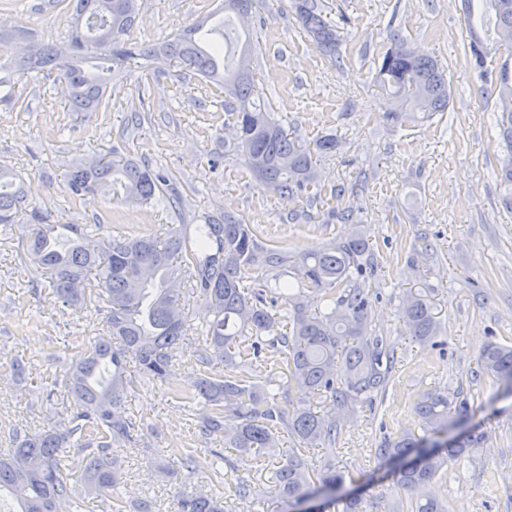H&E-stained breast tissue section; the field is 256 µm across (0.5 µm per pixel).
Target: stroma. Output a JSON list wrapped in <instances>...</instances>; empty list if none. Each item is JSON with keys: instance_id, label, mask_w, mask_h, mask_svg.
Masks as SVG:
<instances>
[{"instance_id": "35a3bbf8", "label": "stroma", "mask_w": 512, "mask_h": 512, "mask_svg": "<svg viewBox=\"0 0 512 512\" xmlns=\"http://www.w3.org/2000/svg\"><path fill=\"white\" fill-rule=\"evenodd\" d=\"M349 19L341 33L340 65L314 45L291 0H267L249 22L227 29L254 38L256 87L284 126L307 142L333 135L335 153L318 157L317 205L280 196L255 177L229 143L222 100L204 93L191 73L173 66L130 65L113 76L109 111L74 117L63 82L36 73L15 85L19 103L0 109V164L19 172L26 200L45 207L55 224L110 222L116 236L135 237L183 225L193 234L203 216L227 212L258 227L263 242L291 253L317 252L363 230L370 252L363 286L370 298L372 333L394 349L385 391L356 406L334 447L310 449L315 467L335 463L344 493L359 494L363 512H394L406 503L389 467L375 456L384 439L423 435L414 406L430 392H463L466 431L488 437L469 462L449 465L435 485L448 512H512V411L499 383L479 374L489 341L512 343V212L501 205L494 175L500 146L491 125L494 98L469 55L460 6L451 0H328ZM220 0H142L131 30L134 41L167 40L179 29L216 12ZM0 18L26 29L38 42L64 41L71 13L64 0H0ZM400 34L415 50L437 57L448 71L447 112L393 125L374 81L378 58ZM139 111L140 124L129 122ZM112 150L149 160L169 175L178 205L116 203L111 195L73 201L64 180L68 164ZM344 186L342 199L331 192ZM351 207L355 221L323 223L331 207ZM309 207L311 216L299 215ZM20 230L0 232V363L16 356L29 365L28 380L14 385L0 366V451L16 428L47 426L60 411L54 395L63 363L81 346L105 335L96 301L76 307L55 303L22 259ZM427 295L444 332L435 343L413 341L400 320L408 291ZM126 410L150 425L143 444L124 448L121 494L128 505L149 497L160 512H175L182 490L223 497L227 512H270L271 503L233 495L236 475L210 474L200 431L204 404L176 398L165 383L133 386ZM198 460L195 472L181 465Z\"/></svg>"}]
</instances>
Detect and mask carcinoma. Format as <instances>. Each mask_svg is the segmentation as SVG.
Listing matches in <instances>:
<instances>
[{
  "instance_id": "carcinoma-1",
  "label": "carcinoma",
  "mask_w": 512,
  "mask_h": 512,
  "mask_svg": "<svg viewBox=\"0 0 512 512\" xmlns=\"http://www.w3.org/2000/svg\"><path fill=\"white\" fill-rule=\"evenodd\" d=\"M139 0H70L74 18L67 40L39 44L28 32L0 31V106L12 110L18 77L32 71L55 73L69 92L72 112H100L106 84L116 69L159 57L198 75L225 95L224 109L232 117L233 148L257 177L281 194L300 195L316 182L314 154L336 149V139L322 137L310 146L271 116L263 96L254 90L250 37L236 38L232 59H221L219 47L201 33L211 17L178 31L167 41L142 45L129 39ZM264 0H224V13L249 16ZM469 52L484 83L495 86V128L504 152L499 180L502 204L512 211V85H505L506 66L488 69L495 52H512V0H462ZM298 21L316 47L340 63L339 25L328 18L323 0H294ZM493 21L498 37L489 45L484 36ZM376 80L393 108L394 122L416 120L446 112L451 90L448 74L438 60L416 53L397 33L376 66ZM69 194L75 199L112 193L131 204L152 206L166 179L149 161L129 157L105 159L94 155L72 164L65 172ZM51 213L26 203L15 172L0 165V224L29 227L23 254L45 276L54 302L75 306L91 295L107 309L108 338L97 339L74 354L63 369L67 405L48 426L34 432H15L16 447L0 453V502L8 512H61L67 504L80 512L76 487L65 474L59 452L66 445L89 451L82 481L87 493L101 498L108 512H125L120 493L123 472L116 451L144 440L149 426L126 415L124 398L132 380L127 364L135 362L143 380L167 381L172 376L170 349L189 340L193 332L204 340L195 350L198 372L189 383L190 399L204 402L210 414L200 425L209 436L224 439L238 458L267 474L262 495L292 512L295 504L317 485L336 492L343 476L328 463L311 466L310 448L335 445L341 434L336 411L351 413L385 389L393 352L372 335L369 300L357 282L360 260L369 249L358 231L325 250L288 255L263 243L254 227L224 213L195 225V238L172 227L163 235L134 238L100 237L88 241L100 224H51ZM288 264L295 280L284 279L279 268ZM212 312L197 327L179 305L180 286ZM321 293L323 310L311 308L304 288ZM282 311L272 312L278 302ZM410 336L429 343L439 336L440 324L432 304L419 292L410 293L401 310ZM273 354L288 385L268 376L258 380L253 362ZM224 365V375L210 373ZM480 371L495 377L502 394L512 397V345L492 342L482 352ZM297 394L293 410L281 406L285 389ZM326 403L317 410L313 399ZM465 400L443 393L426 395L415 411L426 431L448 432L468 412ZM237 419L228 432V415ZM294 438V446L280 455L279 430ZM486 440L471 432L452 441L433 442L404 434L375 449L381 460L399 459L392 475L394 487L416 495L411 512H444L427 494L450 461L470 457ZM361 512V500L343 495L324 503L331 512ZM179 512H224L221 497L201 492L182 493Z\"/></svg>"
}]
</instances>
